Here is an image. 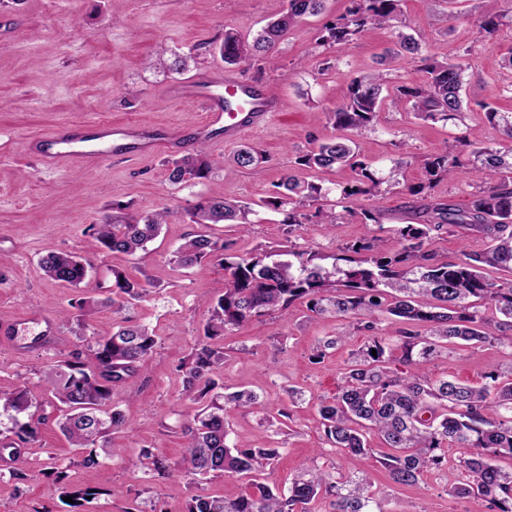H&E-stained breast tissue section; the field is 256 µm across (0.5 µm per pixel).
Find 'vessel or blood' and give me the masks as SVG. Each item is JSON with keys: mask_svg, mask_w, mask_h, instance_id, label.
<instances>
[{"mask_svg": "<svg viewBox=\"0 0 512 512\" xmlns=\"http://www.w3.org/2000/svg\"><path fill=\"white\" fill-rule=\"evenodd\" d=\"M170 98L202 105L203 120L191 130L194 139L219 137L231 143L264 126L283 102L265 85L245 81L232 72L211 69L167 89ZM179 132L153 131L128 121L120 125L92 121L77 127L62 126L26 143L28 153L46 163L63 165L73 160L94 163L107 155L137 156L179 147ZM55 320L36 310L20 320L0 324V337L18 349L40 351L52 343Z\"/></svg>", "mask_w": 512, "mask_h": 512, "instance_id": "1", "label": "vessel or blood"}]
</instances>
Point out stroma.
I'll use <instances>...</instances> for the list:
<instances>
[{
	"instance_id": "obj_1",
	"label": "stroma",
	"mask_w": 512,
	"mask_h": 512,
	"mask_svg": "<svg viewBox=\"0 0 512 512\" xmlns=\"http://www.w3.org/2000/svg\"><path fill=\"white\" fill-rule=\"evenodd\" d=\"M349 5V0H327L325 14L304 18L263 61L238 68L239 77L265 83L283 102L281 112L243 139L267 155L263 174L236 167L230 161L233 146L213 143L205 150L222 166L194 186L175 185L167 178L169 162L184 154L180 148L52 167L28 154L25 142L57 126L90 120H134L149 127L190 130L202 119L201 107L169 99L167 87L223 67L218 46L225 31L253 39L284 11L286 0H0V321L40 310L59 322L56 343L38 353L16 350L0 340V390L28 387L38 407H46L42 367L63 359L77 344L91 345L110 335L119 316L154 329L158 340L139 376L112 393L126 419L125 429L112 437L119 455L84 465L82 452L70 447L56 418H49L20 461L0 462V512H124L135 499L146 512H185L195 495L249 492V483L236 476L160 478L132 465L143 448L179 462L182 427L200 406L196 394L185 392L175 367L203 335L212 303L224 290V270L214 259L189 268L174 263V251L196 230L188 210L202 194L244 202L264 199L288 173L328 188L354 181L351 169L304 170L295 159L311 140L335 136L326 112L343 102L353 77L376 69L399 30L419 39L422 54L439 59L470 49L465 72L469 102L485 100L498 111L512 112V69L506 65L512 56V24L491 35L475 24L477 16L498 12L501 0H465V18L434 25L429 19L444 10L443 0H402L396 30L370 29L349 44L322 47L324 25ZM162 46L194 54L195 59L180 72L149 68ZM464 134L495 147L508 143L479 111L458 126L385 107L375 130L360 141V152L372 168H385L394 159L403 162L399 185L382 186L369 202L381 211L385 226L409 223L407 187L426 182L427 160ZM491 183L488 177L476 182L464 165L453 178L430 189L428 199L463 206L478 185ZM116 202L142 212L169 210L160 235L146 251L133 256L101 252L90 227L111 215ZM372 231V225L347 215L330 232L308 228L296 243L331 256ZM210 233L240 255L289 240L280 214L269 210L256 217L249 232L215 224ZM53 252L88 259L87 286L111 284L118 269L151 283L152 291L121 314L108 308L96 313L83 336H76L64 321L76 289L46 278L40 268L41 259ZM340 328L336 320L310 317L305 302L298 301L287 315L252 321L224 335L226 359L214 373L216 382L225 391L246 387L258 396L250 412L230 417L229 438L260 436L280 448L274 467L261 477L269 486L287 489L297 468L309 459L327 470L341 462L324 439L317 403L336 396L348 354L364 338L358 335L348 346L328 350L321 362L311 360L318 340ZM497 363H512V345L495 343L475 353L458 346L429 362L426 370L433 377L480 386L489 365ZM292 390L303 393L295 405L288 398ZM282 410L291 415L284 425L276 420ZM354 467L370 478L385 512H469L471 507L468 500L448 493L458 479L456 470L428 474L417 488L394 484L373 457L357 460ZM73 488H90L98 496L76 508L65 500Z\"/></svg>"
}]
</instances>
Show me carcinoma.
<instances>
[{
    "instance_id": "obj_1",
    "label": "carcinoma",
    "mask_w": 512,
    "mask_h": 512,
    "mask_svg": "<svg viewBox=\"0 0 512 512\" xmlns=\"http://www.w3.org/2000/svg\"><path fill=\"white\" fill-rule=\"evenodd\" d=\"M326 0H287V7L270 21L254 40L224 32L219 53L229 65L247 67L271 49L291 28L308 16L322 13ZM346 12L324 26L322 45L346 44L369 28H393L401 12V0H350ZM504 8L478 19L486 34L512 22V0ZM395 48L384 59L387 67L398 58L419 56L420 42L397 32ZM425 79L390 86L386 73L375 70L351 79L345 100L328 112V120L341 135L321 142L296 158V164L311 170L350 167L355 181L338 188L345 212L375 226L377 235L346 244L333 256L312 249L283 245L258 248L248 256L228 251L209 234L195 232L175 251L176 263L191 267L215 255L224 268V293L214 303L204 327V336L192 348L188 360L178 365L187 391L206 399L203 408L184 428L186 444L180 467L140 450L133 466L146 467L160 476L184 472L195 476L214 473L239 475L252 481V491L235 497L194 496L186 512H382L369 478L350 466L353 459L377 454V462L396 484L416 486L426 473L448 466V446L465 449L456 461L461 479L449 490L452 497L468 498L488 512H512V470L504 471L495 458L512 457V365L503 370L494 365L485 374L488 382L476 387L448 378L432 379L423 366L442 354L441 348L462 341L473 350L509 340L512 346V280H495L488 270L512 272V148H496L461 136L457 144L444 147L426 163L428 183L451 178L466 152L472 172L479 178L498 176V182L472 194L467 205L437 202L422 208L421 219L384 227L382 214L365 206L381 186L399 183L401 162L379 177L361 159L356 138L378 122L385 100L414 118L431 122L465 118L463 59L439 60L420 56ZM486 122L512 139V113L480 104ZM232 162L239 168L260 172L268 157L250 146L235 151ZM215 163L203 150L171 162L173 184L200 183L210 176ZM329 191L314 181L286 176L271 196L258 203L283 215L282 223L301 228L313 222L328 230L339 219L336 210L319 201ZM101 224L89 225L109 252L134 254L144 250L160 233L168 211H124ZM256 210L249 203L223 197H204L188 211L189 221L202 228L211 224H235L246 231ZM394 240L390 249L376 245L379 234ZM442 234H477L487 240L486 249L458 260L438 257L434 241ZM44 275L78 288L88 276V263L71 253H57L40 261ZM149 293V284L129 279L112 270L109 296L91 292L76 299L73 308L78 328L87 317L105 306L121 309L124 303ZM297 300L307 301L310 312L348 321L342 334L318 341L312 360L320 362L326 350L359 330L368 341L351 354L343 384L331 401L319 403L326 442L343 456L348 466L331 472L304 465L293 479L288 495L257 481L259 473L272 467L280 449L254 443H231L226 428L234 411H244L257 396L241 389L228 394L215 392L211 378L224 363V333L252 320L283 313ZM388 315L403 324L396 339L377 334V321ZM156 346L155 334L146 326L118 325L111 335L88 350L77 347L49 366L43 374L46 391L64 406L59 428L73 448L88 451L86 465L97 463V449L106 448L110 435L125 425L121 410L112 404V389L138 375ZM377 355H372L371 351ZM33 406L30 392L18 387L0 391V417L11 426L0 437V448L20 458V445L34 441L47 416L23 417ZM377 436L385 450L370 447L368 435Z\"/></svg>"
}]
</instances>
